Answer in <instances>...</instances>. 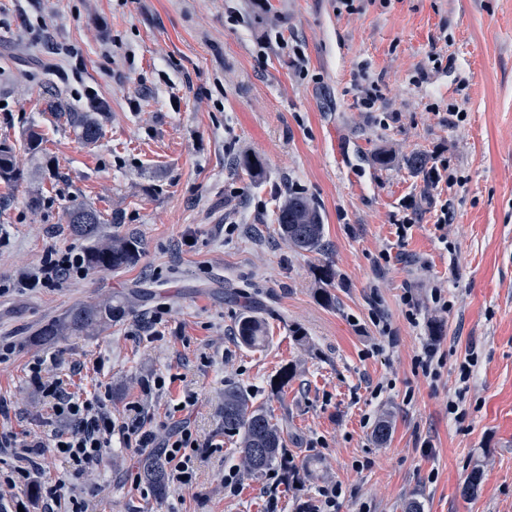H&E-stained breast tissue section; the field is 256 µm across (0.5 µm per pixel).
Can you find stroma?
I'll list each match as a JSON object with an SVG mask.
<instances>
[{
  "instance_id": "stroma-1",
  "label": "stroma",
  "mask_w": 512,
  "mask_h": 512,
  "mask_svg": "<svg viewBox=\"0 0 512 512\" xmlns=\"http://www.w3.org/2000/svg\"><path fill=\"white\" fill-rule=\"evenodd\" d=\"M269 3L256 17L249 0H0V144L26 175L0 181V278L51 249H87L65 222L74 196L101 212V239L142 243L132 266L0 296V341L14 348L0 363V432L47 440L38 361L72 395L106 386L113 416L139 402L161 439L193 397L185 417L224 442L199 458L190 490L161 498L136 482V449L113 442L77 475L47 448L28 483L0 489V512H41V490L58 480L93 512H301L328 482L342 487L336 512H512V0H367L341 15L336 0ZM273 28L287 47H265ZM368 83L383 95L371 112L359 105ZM50 88L106 103L98 142L46 111ZM32 128L51 169L24 148ZM245 154L260 177L236 168ZM415 155L447 163L450 187L428 186ZM290 188L317 206L323 251L282 237L276 208ZM444 207L452 220L439 231ZM107 297L135 308L98 335L34 342L55 317ZM247 313L265 325L252 348L235 337ZM378 317L393 343L379 341ZM428 343L434 379L414 365ZM155 376L165 387L144 393ZM230 386L283 429L296 471L276 460L241 473L238 438L224 431ZM460 389L457 416L448 402ZM475 469L480 488L463 497ZM232 471L235 495L224 490Z\"/></svg>"
}]
</instances>
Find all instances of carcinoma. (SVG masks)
Returning a JSON list of instances; mask_svg holds the SVG:
<instances>
[{"label": "carcinoma", "mask_w": 512, "mask_h": 512, "mask_svg": "<svg viewBox=\"0 0 512 512\" xmlns=\"http://www.w3.org/2000/svg\"><path fill=\"white\" fill-rule=\"evenodd\" d=\"M47 110L64 119L65 124L82 140L96 143L103 135L100 117L106 104L91 98L82 108L74 107L63 95L55 93L46 101ZM25 174L15 165L13 148L0 145V180L18 183ZM66 223L72 231L92 242L84 255L85 264L92 270H117L132 265L140 255L141 243L134 238L117 237L108 242L99 241L98 227L101 213L84 201L73 198L65 211ZM277 224L293 248L314 252L322 247L324 224L314 203L296 191L279 207ZM131 306L129 300L112 301L108 298L98 303L76 306L63 316L40 329L35 339L38 344H49L68 336H92L112 321L125 316ZM264 324L253 315L241 318L237 336L240 342L254 346L263 338ZM224 431L240 435L239 457L249 472L267 468L283 447L280 429L272 422L262 406L248 404L246 395L235 387L224 390ZM146 481L156 495L167 491V473L162 459L148 454L140 461Z\"/></svg>", "instance_id": "1"}]
</instances>
